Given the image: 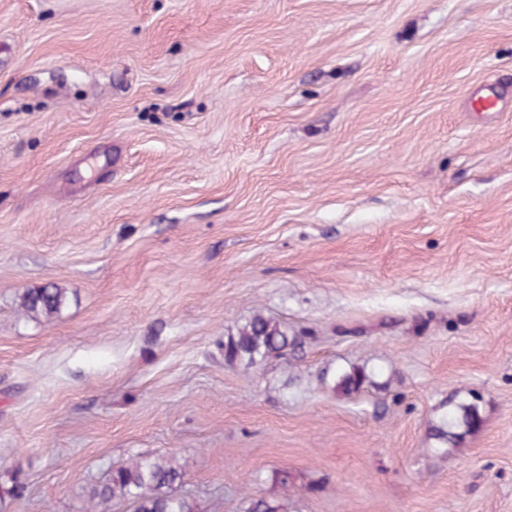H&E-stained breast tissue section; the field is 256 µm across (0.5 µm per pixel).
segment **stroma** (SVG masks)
Masks as SVG:
<instances>
[{
  "instance_id": "35a3bbf8",
  "label": "stroma",
  "mask_w": 512,
  "mask_h": 512,
  "mask_svg": "<svg viewBox=\"0 0 512 512\" xmlns=\"http://www.w3.org/2000/svg\"><path fill=\"white\" fill-rule=\"evenodd\" d=\"M258 312L303 350L226 363ZM168 453L202 512H512V0H0V512ZM66 303L64 288L52 283L41 288H31L19 296V306L24 313L34 319L52 318ZM382 371L366 365H353L336 373L330 382V389L338 396L349 397L358 394L368 386L376 385L375 379ZM483 419L476 403L450 400L439 407L436 417L428 423V436L435 440L437 450L448 454L462 448L467 436L475 433Z\"/></svg>"
}]
</instances>
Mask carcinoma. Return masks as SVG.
Wrapping results in <instances>:
<instances>
[{
  "mask_svg": "<svg viewBox=\"0 0 512 512\" xmlns=\"http://www.w3.org/2000/svg\"><path fill=\"white\" fill-rule=\"evenodd\" d=\"M66 303V292L52 283L31 288L19 296L24 313L38 320L57 315ZM303 344V334L261 313L224 337V360L257 366L270 358L294 352ZM382 371L365 365H353L336 373L330 389L338 396L349 397L376 385ZM483 419L477 404L450 400L439 407L436 417L428 423V436L435 440L437 450L446 454L464 445L467 436L475 433ZM184 471L173 454L137 457L112 470L103 482L85 490L88 512H109L115 499L133 503L134 512H201L196 501L179 491ZM243 512H288V503L268 498H248Z\"/></svg>",
  "mask_w": 512,
  "mask_h": 512,
  "instance_id": "cac0c4a2",
  "label": "carcinoma"
}]
</instances>
